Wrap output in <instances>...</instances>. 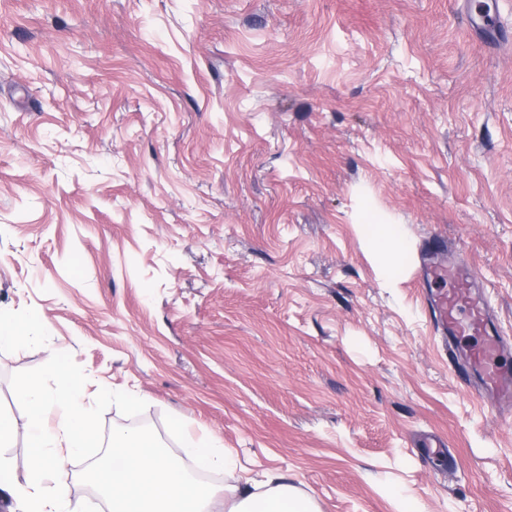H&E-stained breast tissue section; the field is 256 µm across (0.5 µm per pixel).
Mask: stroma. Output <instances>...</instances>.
Masks as SVG:
<instances>
[{"mask_svg":"<svg viewBox=\"0 0 512 512\" xmlns=\"http://www.w3.org/2000/svg\"><path fill=\"white\" fill-rule=\"evenodd\" d=\"M0 0V349L70 353L173 454L217 438L319 512H512V421L463 386L419 256L512 337V0ZM391 224L388 277L363 231ZM448 442L423 455L421 433ZM31 325L14 316L0 313V347L11 345L21 339L30 338Z\"/></svg>","mask_w":512,"mask_h":512,"instance_id":"1","label":"stroma"}]
</instances>
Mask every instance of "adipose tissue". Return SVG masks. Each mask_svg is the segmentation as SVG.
I'll use <instances>...</instances> for the list:
<instances>
[{
	"label": "adipose tissue",
	"mask_w": 512,
	"mask_h": 512,
	"mask_svg": "<svg viewBox=\"0 0 512 512\" xmlns=\"http://www.w3.org/2000/svg\"><path fill=\"white\" fill-rule=\"evenodd\" d=\"M182 453L202 471L232 468L230 456L211 436H186ZM182 458L163 456L148 432L118 430L89 477L107 496L109 512H318L311 499L277 473L229 485L228 498H219L190 480Z\"/></svg>",
	"instance_id": "ef3b65f1"
}]
</instances>
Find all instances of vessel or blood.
<instances>
[{
	"instance_id": "vessel-or-blood-1",
	"label": "vessel or blood",
	"mask_w": 512,
	"mask_h": 512,
	"mask_svg": "<svg viewBox=\"0 0 512 512\" xmlns=\"http://www.w3.org/2000/svg\"><path fill=\"white\" fill-rule=\"evenodd\" d=\"M434 277L447 278V291L434 295L430 313L440 334L463 341L470 336L480 342L471 347L469 361L459 378L463 384L478 382L491 389L498 404L512 402V370L499 363L501 351L512 345L494 323L490 308L482 294L477 293V275L462 253H455L448 269H437Z\"/></svg>"
}]
</instances>
